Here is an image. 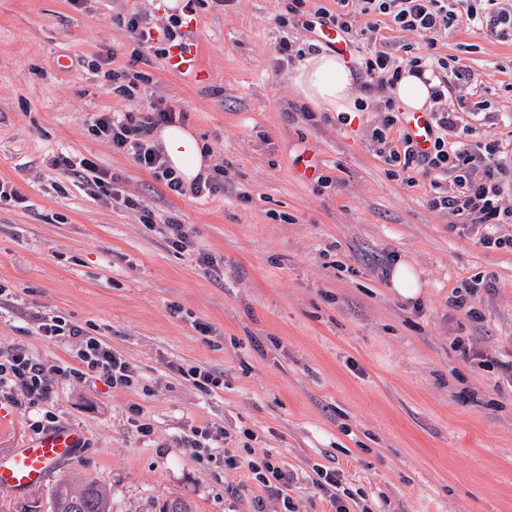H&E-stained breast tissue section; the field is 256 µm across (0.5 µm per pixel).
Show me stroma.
<instances>
[{"label":"stroma","mask_w":512,"mask_h":512,"mask_svg":"<svg viewBox=\"0 0 512 512\" xmlns=\"http://www.w3.org/2000/svg\"><path fill=\"white\" fill-rule=\"evenodd\" d=\"M177 3L0 0V181L21 196L0 200V345L72 364L39 334V317L59 315L142 376L132 391L57 378L50 409L85 441L44 485L0 487V512L31 501L51 512L62 480L103 486L112 512H162L173 498L192 512H254L259 496L277 512L247 469L181 446L204 424L293 474L295 512H334L318 464L341 472L350 512H512V384L498 367L512 361V246L484 247L483 226L431 209L428 177L391 175L370 140L380 113L345 125L304 97L277 49L318 37L280 24L288 0H196L190 15ZM137 11L161 26L189 17L201 69L132 62ZM377 38L396 56L407 44L460 60L469 76L449 75V101L477 140L512 151V29L463 18L432 46L385 25ZM106 52L139 99L184 112L224 168L219 192L173 194L91 133L93 115L126 105L79 64ZM59 155L107 170L120 200H94L52 166ZM308 165L330 183L304 179ZM172 222L190 225L193 251L167 246L156 227ZM202 251L220 277L198 266ZM399 261L420 274L414 299L389 286ZM459 292L468 307H454ZM177 365L222 372L223 390L200 392Z\"/></svg>","instance_id":"35a3bbf8"}]
</instances>
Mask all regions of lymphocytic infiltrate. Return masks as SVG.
<instances>
[{
	"instance_id": "lymphocytic-infiltrate-1",
	"label": "lymphocytic infiltrate",
	"mask_w": 512,
	"mask_h": 512,
	"mask_svg": "<svg viewBox=\"0 0 512 512\" xmlns=\"http://www.w3.org/2000/svg\"><path fill=\"white\" fill-rule=\"evenodd\" d=\"M305 2L290 0L289 16L302 21L307 29L312 28L314 19H328L331 25L351 35L356 43L359 68L369 77L375 91L381 92L382 98L372 105L357 101L355 108L360 112L372 108L383 113L381 125L371 131V140L378 146V155L394 168L396 175L408 184L414 183L416 174L432 175L433 195L428 201L431 208L467 216L474 224H511L512 206L500 204L504 192L501 176L511 163L495 147L473 142V128L459 122L454 106L448 101L447 58H425L413 54L395 58L390 52L376 48V25L359 28L353 25L360 13L381 16L396 29L416 33L432 43L438 36L452 30L462 17L493 29L501 25L512 26V9L506 8L505 0H336V11L332 14L321 6L306 10ZM180 27L181 21L176 18L158 29L146 14L132 13L127 29L134 45L131 53L133 62L143 61L150 55L166 56L169 45L182 37ZM406 69L417 74L431 72L438 80L431 98L439 103L440 108L432 114L435 132L425 153L418 152L410 138L394 143L387 136L399 120V109L385 91ZM122 92L132 100L129 110L119 115L97 113L90 126L91 131L109 141L113 151L130 155L140 168L149 172L168 191L182 194L180 178L151 140L158 126L182 120V113L163 98L144 102L134 98L130 87H123ZM52 164L87 179L95 187L94 197L116 199L111 176L94 161L85 157L76 160L58 156ZM448 174L454 177L455 190L444 189L440 182L441 177ZM38 328L44 338L72 349L73 358L80 367L79 377L101 382L113 390L139 387L141 374L138 369L114 352L101 337L91 335L60 316L41 317ZM54 386V369L44 365L28 349H0V406L44 407L42 418L31 424L34 433L40 434L57 426L55 414L48 409L54 398ZM236 461L246 466L257 485L275 492L283 503H290L294 478L282 470L270 455L258 459L249 448L237 456Z\"/></svg>"
}]
</instances>
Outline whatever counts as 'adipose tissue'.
<instances>
[{
  "label": "adipose tissue",
  "instance_id": "obj_1",
  "mask_svg": "<svg viewBox=\"0 0 512 512\" xmlns=\"http://www.w3.org/2000/svg\"><path fill=\"white\" fill-rule=\"evenodd\" d=\"M296 82L307 99L326 102L336 112L345 111L347 102L352 99L353 76L345 62L333 55L310 57L299 71ZM154 137L162 143L169 164L185 186L207 178L209 157L187 127L177 123L163 125L157 128Z\"/></svg>",
  "mask_w": 512,
  "mask_h": 512
}]
</instances>
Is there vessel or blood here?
<instances>
[{"label":"vessel or blood","mask_w":512,"mask_h":512,"mask_svg":"<svg viewBox=\"0 0 512 512\" xmlns=\"http://www.w3.org/2000/svg\"><path fill=\"white\" fill-rule=\"evenodd\" d=\"M403 120L415 148L426 151L431 138L430 113L408 112ZM83 439L81 431L59 427L0 455V485L23 492L43 484L58 464L72 458Z\"/></svg>","instance_id":"vessel-or-blood-1"}]
</instances>
